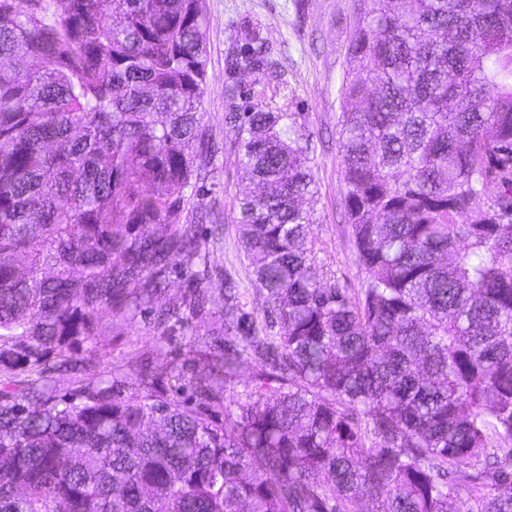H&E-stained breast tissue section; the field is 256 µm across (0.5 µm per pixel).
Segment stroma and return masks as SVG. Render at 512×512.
I'll return each instance as SVG.
<instances>
[{
  "instance_id": "1",
  "label": "stroma",
  "mask_w": 512,
  "mask_h": 512,
  "mask_svg": "<svg viewBox=\"0 0 512 512\" xmlns=\"http://www.w3.org/2000/svg\"><path fill=\"white\" fill-rule=\"evenodd\" d=\"M209 24L206 94L201 126L209 138L206 177L191 203L216 215L204 223L209 251L204 286L210 301L205 314L175 325L165 334L153 329L152 316L142 312L128 321H113L98 341L103 353L99 376L134 382L140 364L148 362L193 379L203 357V340L224 333V281L234 279L247 311L262 316L263 295L241 250L238 238L239 194L243 170L234 133L225 123L230 112H249L258 88L273 92V107L297 115L302 136L311 142L310 166L317 194L311 203L312 238L317 275L360 288L365 277L356 262L349 227L342 219L344 183L338 154V95L347 66V47L356 21L357 0H205ZM259 30L265 46L260 67L233 72L231 60L245 48V34ZM237 86L234 98L226 84Z\"/></svg>"
}]
</instances>
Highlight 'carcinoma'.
I'll list each match as a JSON object with an SVG mask.
<instances>
[{"label":"carcinoma","instance_id":"obj_1","mask_svg":"<svg viewBox=\"0 0 512 512\" xmlns=\"http://www.w3.org/2000/svg\"><path fill=\"white\" fill-rule=\"evenodd\" d=\"M359 2L338 151L365 281L314 274L307 147L258 91L227 124L268 324L225 281L186 406L164 368L131 389L71 351L172 269L159 324L208 303L202 0H0V512H449L488 487L455 512H512V467L477 469L512 441V0ZM257 369L258 364L253 360H248L242 365L236 380L232 381L231 383H227V391L225 393L227 397L226 402L228 399L245 397L243 394L247 391V388L251 387L252 379Z\"/></svg>","mask_w":512,"mask_h":512}]
</instances>
